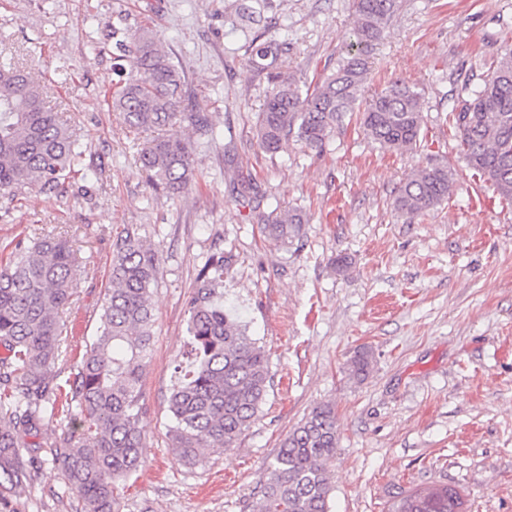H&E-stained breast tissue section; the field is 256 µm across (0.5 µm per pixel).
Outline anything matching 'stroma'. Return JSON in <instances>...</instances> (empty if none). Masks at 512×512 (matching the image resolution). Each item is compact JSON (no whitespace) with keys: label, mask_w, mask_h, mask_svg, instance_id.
I'll return each mask as SVG.
<instances>
[{"label":"stroma","mask_w":512,"mask_h":512,"mask_svg":"<svg viewBox=\"0 0 512 512\" xmlns=\"http://www.w3.org/2000/svg\"><path fill=\"white\" fill-rule=\"evenodd\" d=\"M234 0H0V64L30 71L47 104L70 117L96 177L64 193L0 192V244L47 230L76 240L88 265L61 320L58 384L78 371L96 336L112 260V235L140 226L161 256L152 302L154 347L142 381L147 448L118 483L119 512H255L267 464L313 408L336 410L329 463L331 512H388L423 486L456 490L462 512H512V202L471 170L446 117L463 84L477 86L512 49V0H400L371 53L366 94L404 78L424 90L415 151L366 139L350 113L310 149L296 138L269 154L254 137L270 83L249 67L252 39H288V70L315 85L353 42L351 0H267L260 22L232 24ZM150 24L186 76L188 109L208 113L215 136L186 122L195 170L177 196L153 189L137 145L107 96L129 70L113 31ZM455 172L453 191L411 219L392 202L414 169ZM258 185L263 211L300 210L301 241L283 244L250 223L238 175ZM230 266L224 309L269 360L267 396L228 448L204 449L194 466L170 447L168 399L175 363L187 358L186 304L215 252ZM349 259L345 271L334 260ZM371 356L359 380L348 362ZM14 512H83L52 466L11 494Z\"/></svg>","instance_id":"stroma-1"}]
</instances>
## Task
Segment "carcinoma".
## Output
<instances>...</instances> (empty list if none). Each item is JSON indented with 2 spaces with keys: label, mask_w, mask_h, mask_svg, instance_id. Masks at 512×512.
<instances>
[{
  "label": "carcinoma",
  "mask_w": 512,
  "mask_h": 512,
  "mask_svg": "<svg viewBox=\"0 0 512 512\" xmlns=\"http://www.w3.org/2000/svg\"><path fill=\"white\" fill-rule=\"evenodd\" d=\"M397 0H353L355 50L314 87L283 71L293 46L267 38L255 46L249 66L267 74L271 90L256 122L259 148L276 153L293 135L310 148L323 145L346 115L356 111L369 79L370 53L383 38ZM131 71L112 93V109L133 130L151 131L139 161L153 185L168 194L190 182L193 146L167 132L185 118L214 135L203 112L181 111L185 76L157 34L140 27L117 43ZM47 87L30 73L0 65V191L13 197L30 190H59L96 169L85 163L80 139L46 106ZM421 88L404 78L387 82L364 108L360 125L371 140L396 151L417 147L424 123ZM450 128L468 165L512 200V50L491 63L474 88L465 84ZM455 174L431 165L413 171L393 199L394 211L413 216L448 200ZM307 217L297 211L260 213L269 238L288 243L302 234ZM159 252L146 245L135 224L116 236L110 286L100 305L97 336L86 346L71 391L54 382L63 334L60 314L72 303L82 261L70 241L24 235L0 245V490L15 493L47 463L84 500L85 512H115L114 489L144 462L146 430L140 403L143 370L153 350L151 295L160 275ZM224 253L209 256L187 302L189 358L193 370L170 394L169 436L178 459L200 461L203 448L231 446L256 417L269 382L266 355L224 312ZM371 364L362 348L350 359L361 378ZM75 402L79 413L49 442L42 431ZM337 448L336 413L315 407L290 431L267 466L256 512H330L328 462ZM458 494L420 487L389 512H459Z\"/></svg>",
  "instance_id": "cac0c4a2"
}]
</instances>
